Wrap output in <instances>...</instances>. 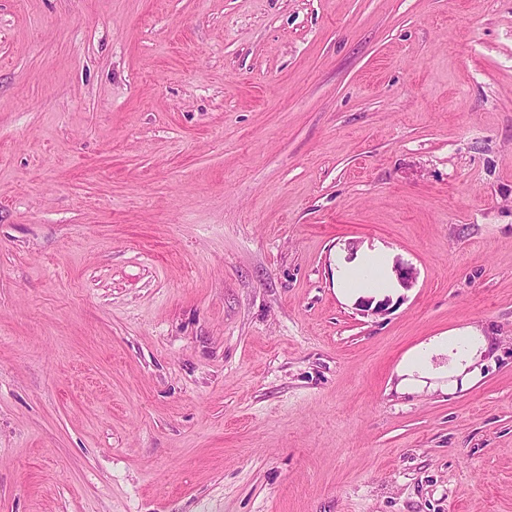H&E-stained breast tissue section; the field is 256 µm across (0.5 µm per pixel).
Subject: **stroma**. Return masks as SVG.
I'll return each mask as SVG.
<instances>
[{
  "instance_id": "stroma-1",
  "label": "stroma",
  "mask_w": 512,
  "mask_h": 512,
  "mask_svg": "<svg viewBox=\"0 0 512 512\" xmlns=\"http://www.w3.org/2000/svg\"><path fill=\"white\" fill-rule=\"evenodd\" d=\"M0 512H512V0H0ZM386 264V252L375 247L367 251L359 263L342 264L337 271V277L344 289L389 288L387 280L385 278L380 279V269H384ZM373 268L379 273L374 280L375 284L365 280L363 276L366 269L372 270ZM443 345L447 347L448 354L452 357L453 374H463L464 378L471 376L475 370H467L487 349L485 337L476 329L471 327L462 331L449 332L442 339Z\"/></svg>"
}]
</instances>
